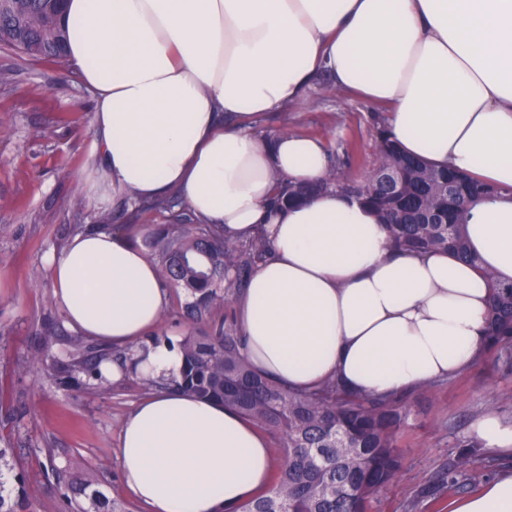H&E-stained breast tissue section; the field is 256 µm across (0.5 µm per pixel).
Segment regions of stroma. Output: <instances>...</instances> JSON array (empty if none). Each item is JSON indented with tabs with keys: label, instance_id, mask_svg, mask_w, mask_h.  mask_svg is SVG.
I'll use <instances>...</instances> for the list:
<instances>
[{
	"label": "stroma",
	"instance_id": "stroma-1",
	"mask_svg": "<svg viewBox=\"0 0 512 512\" xmlns=\"http://www.w3.org/2000/svg\"><path fill=\"white\" fill-rule=\"evenodd\" d=\"M319 75L306 99L253 123L259 136L282 124L325 138L330 148L355 141L354 177L371 169L375 107L343 92L325 93ZM93 93L73 65L57 66L0 48V447L20 449L30 474L27 512H74L65 480L93 473L95 487L126 512H149L120 479L122 423L142 394L133 378L100 396L85 374L67 378L56 365L74 332L56 305L48 262L79 229L108 225L142 230L133 208L98 207L81 175L95 162L90 123ZM57 336L45 344L43 332ZM398 435L401 468L374 495L369 512H448L460 489L442 484L448 463L477 419L494 415L512 423V373L487 353L467 371L425 395L406 394Z\"/></svg>",
	"mask_w": 512,
	"mask_h": 512
}]
</instances>
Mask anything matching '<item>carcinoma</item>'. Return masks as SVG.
<instances>
[{
	"label": "carcinoma",
	"mask_w": 512,
	"mask_h": 512,
	"mask_svg": "<svg viewBox=\"0 0 512 512\" xmlns=\"http://www.w3.org/2000/svg\"><path fill=\"white\" fill-rule=\"evenodd\" d=\"M13 4L11 13L0 14V44L36 60L65 64L69 30L58 22L61 5L56 0H13ZM373 140L374 166L362 181L349 173L357 145L342 142L340 154L320 183L296 186L276 177L278 204L289 206L328 190L349 193L359 183L363 203L387 226L391 250H444L464 262H479L467 224L473 210L495 201L500 191L404 153L384 117L373 126ZM387 170L398 174L392 191L378 187V174ZM135 208L146 221L156 212L168 213L167 223L148 240L158 257L160 279L183 290L187 321L212 329L188 333L178 342L183 361L179 376H141L139 388L175 389L220 402L282 443L283 460L269 486L235 512H368L375 492L399 470L395 450L403 419L400 398L352 395L335 379L313 392H300L258 375L241 354V337L226 325L223 312L267 257L264 236L228 239L218 225L203 224L185 209L174 210L172 198L140 200ZM483 275L494 288L485 350L499 351L504 367L512 371V282H499L488 267ZM75 348L91 357L81 360L69 354L59 360L60 372L70 375L80 369L97 380V389L108 391L101 364L112 359V353H103L81 338ZM462 447L448 464V484L473 488L481 475L473 470L471 456L482 443L471 435ZM25 480L19 455L12 448H0V512H24ZM65 498L89 501L91 508L82 507L80 512H121L117 503L93 489L90 477L72 481Z\"/></svg>",
	"instance_id": "obj_1"
}]
</instances>
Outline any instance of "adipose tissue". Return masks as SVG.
Wrapping results in <instances>:
<instances>
[{
  "label": "adipose tissue",
  "mask_w": 512,
  "mask_h": 512,
  "mask_svg": "<svg viewBox=\"0 0 512 512\" xmlns=\"http://www.w3.org/2000/svg\"><path fill=\"white\" fill-rule=\"evenodd\" d=\"M67 58L94 92L95 205L178 192L225 235L272 247L236 299L254 371L296 389L331 378L388 396L456 377L486 344L492 288L448 252H395L375 213L325 191L271 211L274 177L325 176L326 140L260 137L317 75L388 108L402 150L500 189L467 233L512 281V0H67ZM68 325L118 349L154 329L168 290L138 237L81 230L49 260ZM121 480L151 512H234L272 468L240 413L185 392L139 401ZM450 512H512V468Z\"/></svg>",
  "instance_id": "ef3b65f1"
}]
</instances>
